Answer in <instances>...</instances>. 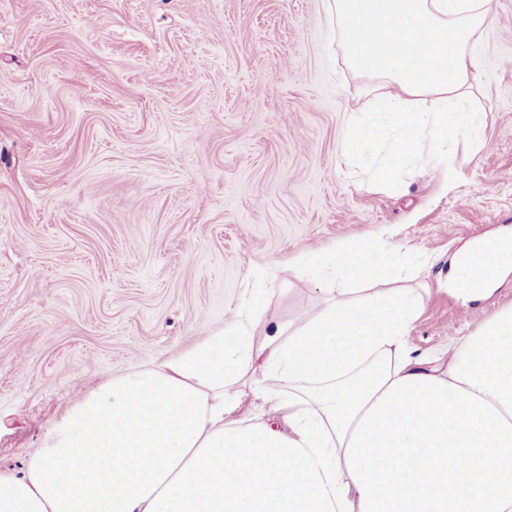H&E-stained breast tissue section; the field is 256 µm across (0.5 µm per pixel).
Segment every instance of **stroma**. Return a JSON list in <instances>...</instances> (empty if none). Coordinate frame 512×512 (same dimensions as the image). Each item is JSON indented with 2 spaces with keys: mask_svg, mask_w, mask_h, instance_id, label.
I'll list each match as a JSON object with an SVG mask.
<instances>
[{
  "mask_svg": "<svg viewBox=\"0 0 512 512\" xmlns=\"http://www.w3.org/2000/svg\"><path fill=\"white\" fill-rule=\"evenodd\" d=\"M332 0H0V470L86 389L177 354L261 293L314 315L306 250L375 241L415 260L407 342L447 356L512 309L448 286L512 234V0H492L473 95L484 144L395 188L340 160L382 81L344 61Z\"/></svg>",
  "mask_w": 512,
  "mask_h": 512,
  "instance_id": "stroma-1",
  "label": "stroma"
}]
</instances>
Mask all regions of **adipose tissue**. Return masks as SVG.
Instances as JSON below:
<instances>
[{
  "mask_svg": "<svg viewBox=\"0 0 512 512\" xmlns=\"http://www.w3.org/2000/svg\"><path fill=\"white\" fill-rule=\"evenodd\" d=\"M349 66L385 91L350 112L346 165L397 184L407 162H447L481 141L471 104L491 0H333ZM371 289L310 317L248 306L154 366L82 393L30 451L0 470V512H512V309L441 365L406 336L421 296L397 288L395 250L311 252ZM512 269V238L464 254L454 284L485 295ZM252 393L284 423L252 421Z\"/></svg>",
  "mask_w": 512,
  "mask_h": 512,
  "instance_id": "obj_1",
  "label": "adipose tissue"
}]
</instances>
